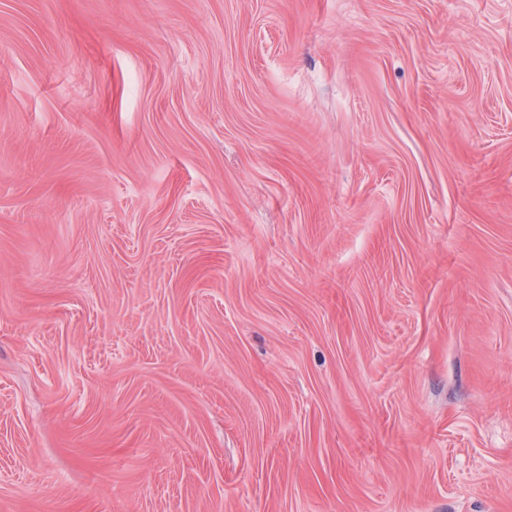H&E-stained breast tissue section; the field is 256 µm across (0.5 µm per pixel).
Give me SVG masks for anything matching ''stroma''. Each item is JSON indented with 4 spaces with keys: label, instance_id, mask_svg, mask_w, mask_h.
<instances>
[{
    "label": "stroma",
    "instance_id": "1",
    "mask_svg": "<svg viewBox=\"0 0 512 512\" xmlns=\"http://www.w3.org/2000/svg\"><path fill=\"white\" fill-rule=\"evenodd\" d=\"M0 512H512V0H0Z\"/></svg>",
    "mask_w": 512,
    "mask_h": 512
}]
</instances>
